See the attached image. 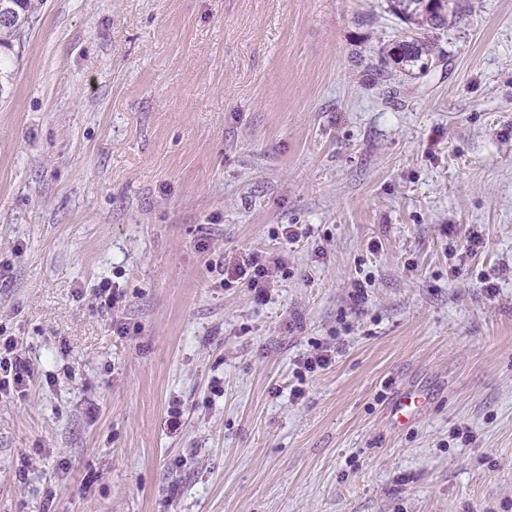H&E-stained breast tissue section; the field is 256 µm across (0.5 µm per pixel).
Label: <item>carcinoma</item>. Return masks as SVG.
<instances>
[{
    "instance_id": "obj_1",
    "label": "carcinoma",
    "mask_w": 512,
    "mask_h": 512,
    "mask_svg": "<svg viewBox=\"0 0 512 512\" xmlns=\"http://www.w3.org/2000/svg\"><path fill=\"white\" fill-rule=\"evenodd\" d=\"M9 19L0 20V96L6 91L3 81L12 76L18 60L19 48L34 22L37 0H5ZM389 11L409 25V31L378 60L380 76L387 74V65L393 61L409 70L426 72L437 58L428 33L448 27L457 17L459 0H436L430 5L425 0H390Z\"/></svg>"
}]
</instances>
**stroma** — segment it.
I'll list each match as a JSON object with an SVG mask.
<instances>
[{
  "mask_svg": "<svg viewBox=\"0 0 512 512\" xmlns=\"http://www.w3.org/2000/svg\"><path fill=\"white\" fill-rule=\"evenodd\" d=\"M404 29L43 0L0 101V334L39 370L0 398V512H512V0L377 78ZM275 267L270 263L261 260L258 256H252L247 263L246 267L238 268L240 276H244L247 288L254 291L257 301L263 302L268 296V288L271 287L275 279ZM248 268V271L246 270ZM96 290V299L99 301L98 305L100 309H103L112 314V311L118 309L119 303L122 300L121 293L119 292V288L112 285L110 280L101 281Z\"/></svg>",
  "mask_w": 512,
  "mask_h": 512,
  "instance_id": "obj_1",
  "label": "stroma"
}]
</instances>
